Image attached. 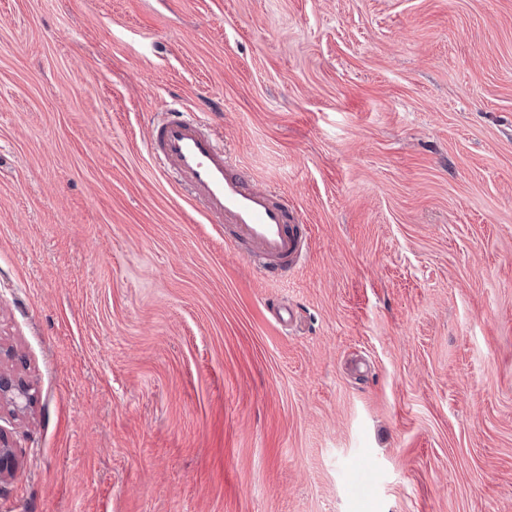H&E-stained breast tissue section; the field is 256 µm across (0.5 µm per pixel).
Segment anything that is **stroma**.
<instances>
[{
	"instance_id": "obj_1",
	"label": "stroma",
	"mask_w": 512,
	"mask_h": 512,
	"mask_svg": "<svg viewBox=\"0 0 512 512\" xmlns=\"http://www.w3.org/2000/svg\"><path fill=\"white\" fill-rule=\"evenodd\" d=\"M171 105L298 208L286 279ZM0 346V512H512V0H0ZM166 108L148 127L147 147L175 186L202 205L211 224L230 229L249 247V263L267 278L288 273L306 251L309 227L277 192L256 188L224 152L202 119ZM31 388L24 378L2 367L0 350V408L6 407L12 416L25 414L33 401ZM15 446L3 430H0V482L14 476L17 468Z\"/></svg>"
}]
</instances>
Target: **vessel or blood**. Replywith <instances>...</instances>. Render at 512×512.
Wrapping results in <instances>:
<instances>
[{"instance_id": "vessel-or-blood-1", "label": "vessel or blood", "mask_w": 512, "mask_h": 512, "mask_svg": "<svg viewBox=\"0 0 512 512\" xmlns=\"http://www.w3.org/2000/svg\"><path fill=\"white\" fill-rule=\"evenodd\" d=\"M147 147L175 186L201 205L209 223L226 226L249 247V262L267 278L290 270L304 254L309 227L277 192L256 188L200 117L165 109L148 127Z\"/></svg>"}]
</instances>
